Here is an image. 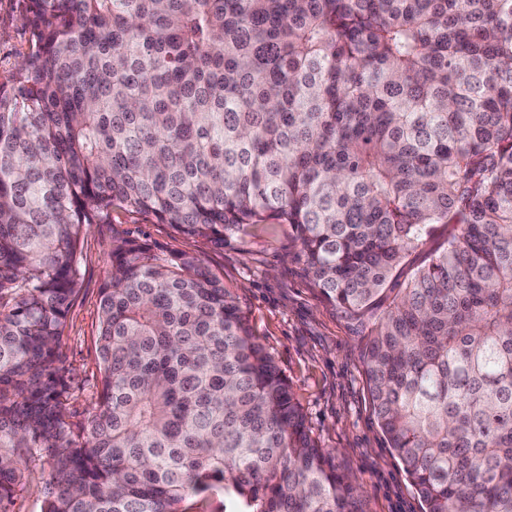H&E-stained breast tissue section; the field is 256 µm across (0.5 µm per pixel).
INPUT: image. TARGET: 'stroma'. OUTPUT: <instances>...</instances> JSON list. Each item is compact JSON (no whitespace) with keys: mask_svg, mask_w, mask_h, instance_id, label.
Wrapping results in <instances>:
<instances>
[{"mask_svg":"<svg viewBox=\"0 0 512 512\" xmlns=\"http://www.w3.org/2000/svg\"><path fill=\"white\" fill-rule=\"evenodd\" d=\"M27 0H0V74L27 52L22 22ZM137 238L164 252L200 256L248 320L254 335L288 378L318 444L332 450L337 469L362 488L363 512H422L415 488L389 446L366 385L359 329L335 312L297 260L299 244L285 224L215 248L178 235L141 214L113 210L112 221L88 230L82 252V287L67 319L61 366L69 380L66 415L73 426L91 415L101 391L98 359L99 293L109 271L113 235ZM47 468H27L25 488L8 512H41L49 489Z\"/></svg>","mask_w":512,"mask_h":512,"instance_id":"35a3bbf8","label":"stroma"}]
</instances>
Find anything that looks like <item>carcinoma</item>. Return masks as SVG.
I'll list each match as a JSON object with an SVG mask.
<instances>
[{"mask_svg": "<svg viewBox=\"0 0 512 512\" xmlns=\"http://www.w3.org/2000/svg\"><path fill=\"white\" fill-rule=\"evenodd\" d=\"M0 79V512H362L199 257L112 236L102 393L58 366L86 229L215 247L286 224L366 330L373 410L423 512H512V0H30ZM434 224L447 246L392 288ZM48 467H29L25 470V489L15 495L8 505L9 512H41L49 489ZM230 509V504L224 498V490L217 489L192 496L180 506V512H225L224 507Z\"/></svg>", "mask_w": 512, "mask_h": 512, "instance_id": "carcinoma-1", "label": "carcinoma"}]
</instances>
